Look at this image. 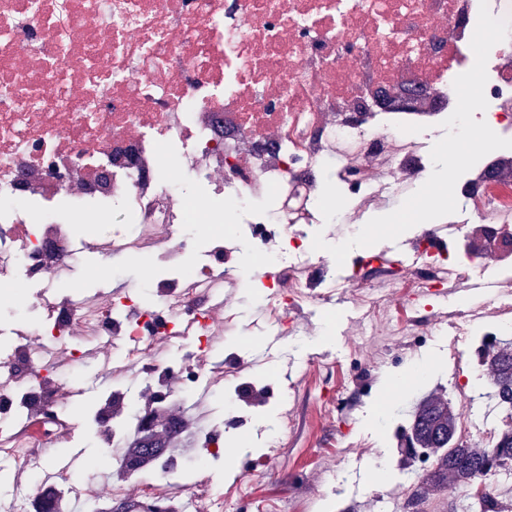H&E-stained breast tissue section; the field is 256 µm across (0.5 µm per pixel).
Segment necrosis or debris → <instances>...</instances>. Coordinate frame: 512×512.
<instances>
[{"mask_svg": "<svg viewBox=\"0 0 512 512\" xmlns=\"http://www.w3.org/2000/svg\"><path fill=\"white\" fill-rule=\"evenodd\" d=\"M483 3L512 20V0H0V267L25 262L54 281L79 257L81 225L99 219L120 226L99 253L146 249L139 224L177 258L183 225L223 223L228 204L241 224H323L396 182L424 184L409 138L454 111ZM486 69L484 120L512 138V35ZM505 159L487 154L476 182L455 186L487 223L512 213ZM340 160L361 176L333 204ZM267 197L282 208L254 207ZM181 282L156 283L174 315L163 325L124 296L91 320L49 302L33 332L59 345L77 327L131 336L132 359L147 361L183 323L210 333L209 298ZM10 367L30 423L54 441L67 416L51 377L21 348Z\"/></svg>", "mask_w": 512, "mask_h": 512, "instance_id": "obj_1", "label": "necrosis or debris"}]
</instances>
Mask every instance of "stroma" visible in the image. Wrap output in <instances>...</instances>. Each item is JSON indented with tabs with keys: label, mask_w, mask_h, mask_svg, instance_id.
Listing matches in <instances>:
<instances>
[{
	"label": "stroma",
	"mask_w": 512,
	"mask_h": 512,
	"mask_svg": "<svg viewBox=\"0 0 512 512\" xmlns=\"http://www.w3.org/2000/svg\"><path fill=\"white\" fill-rule=\"evenodd\" d=\"M414 191V185H404L400 195L355 208L346 221L293 225L308 247L301 260L304 297L297 305L283 308L262 291V267L280 269L292 261L290 251L273 257L260 252L257 272L217 283L211 303L222 320L221 335L194 352L185 338L154 345L160 365H202L223 371V381L204 379L159 403L144 366L128 360L127 347L102 345L100 337L84 332L68 336V347L84 352L82 364H70L55 351L48 359L56 363L59 379L81 389L82 407L70 409L67 429L44 456L73 458L67 471L73 489L90 480L109 487L120 477L139 417L146 414L160 424L174 412L187 426L168 454L193 463L181 472V482L189 488L207 476L223 483L233 501L223 512H401L420 470L401 455V432L422 399L442 397L459 422L480 423V446L512 429V411L497 405L489 380L476 371L478 351L488 343L512 348V248L472 253L469 243L482 224L471 211L454 213V238L438 260L411 263L392 254V242L384 241L368 248L376 263L339 267L328 252L311 248L315 233L327 243H341ZM151 246V253L112 259L81 253L66 287L56 289L57 298L75 300L89 314L101 303L103 288L136 292L142 303L153 302L148 275L162 273L164 266L154 258L161 241ZM425 277L441 282L440 295L421 288ZM43 291L21 267L0 282V357L12 351L15 332L46 320ZM424 365L426 378L383 404L391 377ZM285 367L292 368L294 382L284 389L278 374ZM464 378L475 388L468 398L457 391ZM132 382L135 406L126 412L127 425L111 454H103L97 416L114 391ZM271 415L278 420L273 431L262 425ZM210 435L224 450L216 471L209 468L204 446Z\"/></svg>",
	"instance_id": "stroma-1"
}]
</instances>
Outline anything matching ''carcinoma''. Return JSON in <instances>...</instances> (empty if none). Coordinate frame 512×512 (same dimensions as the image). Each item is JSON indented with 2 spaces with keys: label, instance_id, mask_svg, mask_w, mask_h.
I'll use <instances>...</instances> for the list:
<instances>
[{
  "label": "carcinoma",
  "instance_id": "cac0c4a2",
  "mask_svg": "<svg viewBox=\"0 0 512 512\" xmlns=\"http://www.w3.org/2000/svg\"><path fill=\"white\" fill-rule=\"evenodd\" d=\"M480 365L487 372L498 404L512 411V350L503 349L481 355ZM457 428V414L451 403L426 399L416 408L410 432L416 435L424 448H439L434 463L418 476L416 487L407 497L403 512H424L429 496L448 488V484L469 485L478 477L490 473L498 460L512 462V431H504L495 444L479 448L466 442L453 441ZM144 439L137 440L126 450V469L135 473L153 466L167 451L165 442L152 438V452L144 453ZM480 512H512L485 491L480 497Z\"/></svg>",
  "mask_w": 512,
  "mask_h": 512
}]
</instances>
